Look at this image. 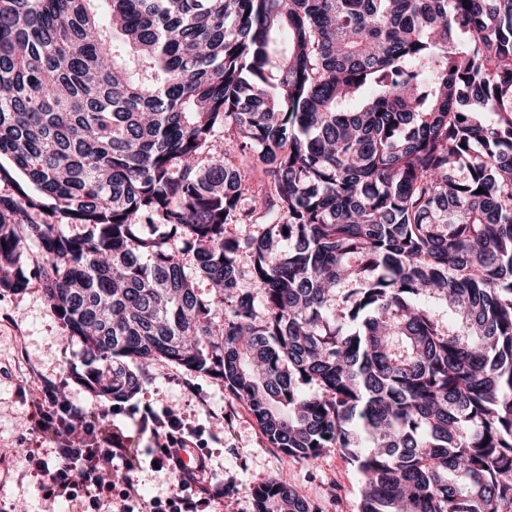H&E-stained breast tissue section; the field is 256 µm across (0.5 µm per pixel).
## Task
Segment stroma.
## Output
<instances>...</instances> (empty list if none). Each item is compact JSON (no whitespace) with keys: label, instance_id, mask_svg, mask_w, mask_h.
<instances>
[{"label":"stroma","instance_id":"1","mask_svg":"<svg viewBox=\"0 0 512 512\" xmlns=\"http://www.w3.org/2000/svg\"><path fill=\"white\" fill-rule=\"evenodd\" d=\"M80 363L79 348L67 333L39 283L19 294L0 292V512H15L27 502L31 512H81L78 502L43 498V479L28 455L54 462L53 443L36 430L39 419L34 390L49 383L55 392L133 436L138 448L151 447L139 434V419L150 411L172 409L201 434L200 447L210 458L214 479L223 481L224 498L210 512H254L252 488L273 478L293 485L321 512H359V477L338 452L315 463L289 457L267 442L246 405L220 380L163 360L145 371L139 392L113 406L78 386L71 370Z\"/></svg>","mask_w":512,"mask_h":512}]
</instances>
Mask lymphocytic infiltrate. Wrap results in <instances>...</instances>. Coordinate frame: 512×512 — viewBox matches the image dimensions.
Listing matches in <instances>:
<instances>
[{"mask_svg": "<svg viewBox=\"0 0 512 512\" xmlns=\"http://www.w3.org/2000/svg\"><path fill=\"white\" fill-rule=\"evenodd\" d=\"M39 430L52 439L60 462L41 463L47 476L43 493L73 501L85 497L86 512H208L211 502L223 498V483L211 476L209 458L199 454L193 466H186L181 453L198 439L199 432L171 411L147 414L153 441L151 459L159 469L173 476L179 488L170 501L143 498L132 473L141 465L123 433L107 430L101 416L69 400H58L50 385H42L36 400ZM121 486L116 503L103 494Z\"/></svg>", "mask_w": 512, "mask_h": 512, "instance_id": "f902f5d3", "label": "lymphocytic infiltrate"}]
</instances>
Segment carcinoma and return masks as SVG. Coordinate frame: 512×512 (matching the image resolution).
Returning <instances> with one entry per match:
<instances>
[{"instance_id":"1","label":"carcinoma","mask_w":512,"mask_h":512,"mask_svg":"<svg viewBox=\"0 0 512 512\" xmlns=\"http://www.w3.org/2000/svg\"><path fill=\"white\" fill-rule=\"evenodd\" d=\"M0 185L85 389L163 359L360 512H512V0H0Z\"/></svg>"}]
</instances>
